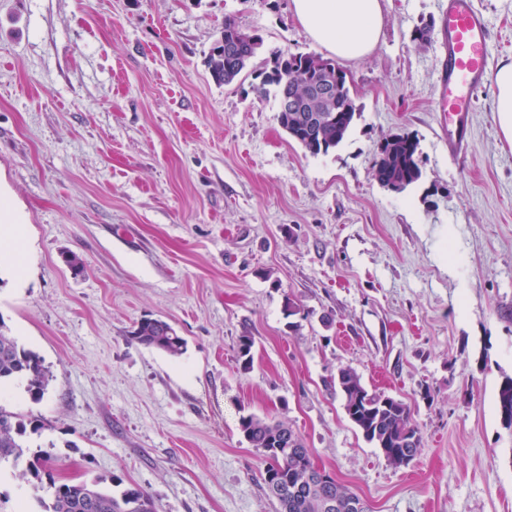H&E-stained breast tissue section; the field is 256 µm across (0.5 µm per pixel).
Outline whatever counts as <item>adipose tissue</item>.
I'll return each mask as SVG.
<instances>
[{
	"instance_id": "adipose-tissue-1",
	"label": "adipose tissue",
	"mask_w": 512,
	"mask_h": 512,
	"mask_svg": "<svg viewBox=\"0 0 512 512\" xmlns=\"http://www.w3.org/2000/svg\"><path fill=\"white\" fill-rule=\"evenodd\" d=\"M295 17L309 37L341 61H359L375 48L385 18L381 0H292ZM496 120L512 144V61L491 77Z\"/></svg>"
}]
</instances>
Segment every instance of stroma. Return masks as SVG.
<instances>
[{"instance_id": "35a3bbf8", "label": "stroma", "mask_w": 512, "mask_h": 512, "mask_svg": "<svg viewBox=\"0 0 512 512\" xmlns=\"http://www.w3.org/2000/svg\"><path fill=\"white\" fill-rule=\"evenodd\" d=\"M446 2L385 0L376 48L342 65L354 125L314 155L257 91L275 55L324 53L291 0H0V196L24 226L0 244V318L51 373L37 400L0 387V406L37 424L43 483L135 484L158 512H276L238 429L254 413L287 422L370 512H512L497 411L512 146L489 83L448 141ZM472 4L512 59V0ZM228 17L263 47L219 85L205 60ZM401 132L423 176L398 193L372 164ZM146 315L186 338L181 357L132 340ZM342 366L411 407L423 441L409 466L349 421Z\"/></svg>"}]
</instances>
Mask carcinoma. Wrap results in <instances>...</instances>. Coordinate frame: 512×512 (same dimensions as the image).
<instances>
[{
	"label": "carcinoma",
	"instance_id": "1",
	"mask_svg": "<svg viewBox=\"0 0 512 512\" xmlns=\"http://www.w3.org/2000/svg\"><path fill=\"white\" fill-rule=\"evenodd\" d=\"M263 45L257 34L243 31L234 20H224L220 38L216 40L207 59L212 79L218 84L233 83ZM312 54L278 55L270 70L263 72L260 92L266 86L276 89V96L302 94L305 87L320 78ZM324 114L321 104L313 100L302 117L288 112L278 113L279 124L288 130L293 140L311 154H328L340 145L351 130L356 116L347 74L336 84V105L331 111L334 119L319 124L311 118ZM374 161L377 181L386 186L400 183L407 188L422 176L419 141L408 134H392L384 138ZM131 339L161 350L172 357L185 353L186 339L167 322L144 317L140 319ZM14 380L26 382L27 391L35 398L43 396L50 380V370L34 351L25 348L12 335L0 317V385ZM346 414L363 437L378 448L392 465L409 464L421 445V432L410 407L403 401L368 390L361 377L350 367H340L336 373ZM285 422H270L250 414L239 421V429L249 444L260 450L267 459L264 484L268 495L278 504L277 512H323L321 504L328 498L352 497L347 488L337 482L311 481L302 483V474L294 471L299 463L313 465L302 439L288 429V436L277 433ZM25 422L15 413L0 406V464L9 462L15 479L24 485L43 508V512H158L153 498L137 485L118 494L102 486V481L50 484V501H45L38 463H26L30 447L24 445Z\"/></svg>",
	"mask_w": 512,
	"mask_h": 512
}]
</instances>
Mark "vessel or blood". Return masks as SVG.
I'll list each match as a JSON object with an SVG mask.
<instances>
[{"label": "vessel or blood", "mask_w": 512, "mask_h": 512, "mask_svg": "<svg viewBox=\"0 0 512 512\" xmlns=\"http://www.w3.org/2000/svg\"><path fill=\"white\" fill-rule=\"evenodd\" d=\"M442 36L445 46L440 110L449 135H456L473 106V94L494 63L493 31L471 0H448Z\"/></svg>", "instance_id": "vessel-or-blood-1"}]
</instances>
